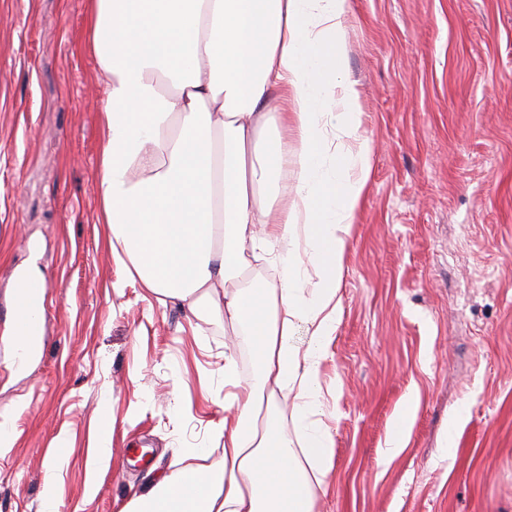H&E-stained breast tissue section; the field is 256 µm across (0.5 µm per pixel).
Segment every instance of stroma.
Masks as SVG:
<instances>
[{"label": "stroma", "instance_id": "obj_1", "mask_svg": "<svg viewBox=\"0 0 512 512\" xmlns=\"http://www.w3.org/2000/svg\"><path fill=\"white\" fill-rule=\"evenodd\" d=\"M87 16L0 0V512H45L51 483L57 512H120L182 449L220 464L225 354L238 381L256 372L248 336L160 302L108 246ZM345 39L371 173L320 374L334 447L314 512H512V0H352ZM34 246L46 328L20 374L13 276ZM412 391L408 445L384 461Z\"/></svg>", "mask_w": 512, "mask_h": 512}]
</instances>
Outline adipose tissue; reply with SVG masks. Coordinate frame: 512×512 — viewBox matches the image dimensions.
Instances as JSON below:
<instances>
[{
    "instance_id": "1",
    "label": "adipose tissue",
    "mask_w": 512,
    "mask_h": 512,
    "mask_svg": "<svg viewBox=\"0 0 512 512\" xmlns=\"http://www.w3.org/2000/svg\"><path fill=\"white\" fill-rule=\"evenodd\" d=\"M351 0H91L83 46L104 85L100 223L159 299L213 312L250 336L253 381L224 398V460L180 467L123 512H313L332 468L319 376L341 318L340 275L352 214L367 186L370 145L348 75ZM163 76L173 87L162 92ZM341 105L336 138L356 146L354 176L323 163V119ZM278 121L299 143L296 198L261 194L282 165L255 135ZM307 227L318 282L304 292L296 225ZM278 248L275 288L226 292L248 255ZM309 341L299 347L298 333ZM295 390L303 444L281 435L270 409Z\"/></svg>"
}]
</instances>
